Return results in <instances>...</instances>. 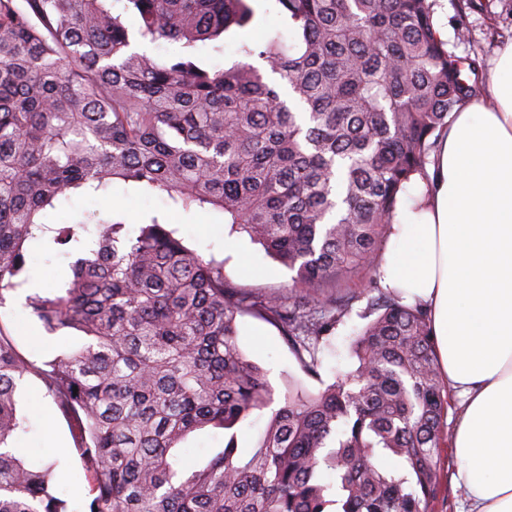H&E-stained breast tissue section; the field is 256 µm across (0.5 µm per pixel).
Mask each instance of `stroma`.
Instances as JSON below:
<instances>
[{
  "instance_id": "1",
  "label": "stroma",
  "mask_w": 512,
  "mask_h": 512,
  "mask_svg": "<svg viewBox=\"0 0 512 512\" xmlns=\"http://www.w3.org/2000/svg\"><path fill=\"white\" fill-rule=\"evenodd\" d=\"M432 5L434 24L442 32L447 50L460 57H478L479 76L487 78L498 53L512 43V0H432ZM462 10L467 13L468 33L461 39L457 36L456 21ZM90 209L120 210L133 231L147 217L166 213L171 228L186 245L203 256L222 260L225 277L241 287L277 293L291 278L290 271L267 256L260 244L225 224L221 213L208 208L188 213L173 210L164 197L144 195L122 184L114 185L107 196L71 195L56 210L47 213L46 219L53 224H68ZM70 262V255L64 252L49 249L40 242L31 243L25 250L24 281L0 306V329L12 337L20 354L28 360L41 362L53 358L80 342L71 331L47 333L25 305L26 297L32 292L43 296L57 294ZM363 324L359 313H351L335 334L320 344L322 380L333 381L335 376L355 368L351 343ZM238 346L262 368L274 391L275 403H282L290 381L300 379L306 387L316 388L318 381L304 378L294 355L271 325L241 318ZM18 410L25 423L14 435L12 447L32 464L60 459L67 468L61 493L75 503H82L89 479L74 451L66 421L35 377H28L22 386ZM456 467L451 446L441 448L439 485L429 512H465V496L454 482Z\"/></svg>"
}]
</instances>
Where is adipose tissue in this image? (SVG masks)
Returning a JSON list of instances; mask_svg holds the SVG:
<instances>
[{"label":"adipose tissue","instance_id":"1","mask_svg":"<svg viewBox=\"0 0 512 512\" xmlns=\"http://www.w3.org/2000/svg\"><path fill=\"white\" fill-rule=\"evenodd\" d=\"M429 176L401 197L379 273L431 312L462 399L452 446L469 512H512V44L488 102L452 113Z\"/></svg>","mask_w":512,"mask_h":512}]
</instances>
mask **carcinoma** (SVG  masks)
I'll use <instances>...</instances> for the list:
<instances>
[{
    "mask_svg": "<svg viewBox=\"0 0 512 512\" xmlns=\"http://www.w3.org/2000/svg\"><path fill=\"white\" fill-rule=\"evenodd\" d=\"M254 2L0 0V304L24 245L49 239L76 256L70 278L27 306L84 338L37 364L0 333V512H428L448 395L428 310L377 282L378 242L452 112L480 94L479 59L445 49L429 0H272L283 30L258 39L245 37ZM228 38L237 60L202 61ZM117 182L222 213L293 272L288 288L240 287L163 214L134 233L118 211L41 219ZM358 270L367 288L336 295ZM362 300L357 366L325 384L319 345ZM246 316L323 384L289 385L248 452L236 427L273 394L238 346ZM30 375L91 477L80 511L59 492L60 462L30 466L9 445ZM207 426L224 448L186 471L180 444Z\"/></svg>",
    "mask_w": 512,
    "mask_h": 512,
    "instance_id": "cac0c4a2",
    "label": "carcinoma"
}]
</instances>
